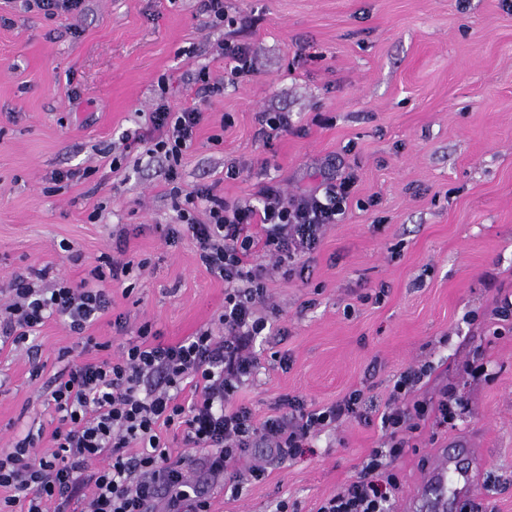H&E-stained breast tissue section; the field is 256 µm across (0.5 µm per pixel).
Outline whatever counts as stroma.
Here are the masks:
<instances>
[{
	"mask_svg": "<svg viewBox=\"0 0 512 512\" xmlns=\"http://www.w3.org/2000/svg\"><path fill=\"white\" fill-rule=\"evenodd\" d=\"M224 4L234 23L213 27L203 0H84L82 12L52 19L0 0V291L31 265L79 282L120 245L143 268L132 293L112 284L92 336L120 350V313L130 331L148 323L167 342L210 324L224 283L198 264L190 237L165 243L159 227L176 214L163 163L137 145L114 151L159 99L199 105L183 189L212 184L232 202L271 178L290 194L358 178L356 203L326 227L309 277L271 274L276 334L257 346L259 372L236 403L261 420L287 395L327 407L358 388L381 410L401 371L429 363L425 394L451 390L464 409L448 427L427 419L397 458V512L442 449L473 481L448 512H512V324L493 317L512 295V12L502 0ZM226 39L255 56L249 79L226 82L215 52ZM203 67L224 93L201 102L192 76ZM264 111L288 113L290 132L265 140ZM230 161L240 178H225ZM67 170L74 178L52 189L51 174ZM37 342L36 379L24 352L0 348V448L37 430L50 445L46 385L76 339L53 318ZM383 441L377 423L345 421L295 459L270 462L236 498L196 476L213 512H275L282 498L317 512Z\"/></svg>",
	"mask_w": 512,
	"mask_h": 512,
	"instance_id": "1",
	"label": "stroma"
}]
</instances>
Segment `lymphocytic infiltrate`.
Segmentation results:
<instances>
[{
  "mask_svg": "<svg viewBox=\"0 0 512 512\" xmlns=\"http://www.w3.org/2000/svg\"><path fill=\"white\" fill-rule=\"evenodd\" d=\"M204 120L196 107L171 109L158 103L149 129L137 135L148 157L164 158L169 196L178 221L165 225L167 244L191 235L198 261L224 283L220 332L200 329L177 343H165L150 325H142L119 355L97 341L91 327L108 309L106 280L128 275L132 261L101 254L90 276L74 284L55 280L45 287L48 268L29 267L12 277L11 301L0 309V346L39 351L35 340L51 318L64 322L88 352L69 362L50 392L57 414L50 448L40 449L29 434L0 453V512H212L211 501L193 479L203 463L208 475L223 478L232 494L248 481L259 482L264 469L246 463L249 451L266 448L290 460L323 429L363 418L364 392L352 390L336 405L307 407L286 397L282 413L256 421L251 408L234 405L239 388L258 365L254 351L269 324V268L294 272L299 260L319 246L327 225L348 209L356 176L337 175L321 187L296 195L275 184L261 185L254 200L230 202L214 186L183 190L179 183L185 152ZM205 219H198L197 208ZM259 233H251V226ZM263 248L271 265L254 262ZM430 364L408 367L395 380L388 407L380 415L383 447L370 451L354 479L325 499L317 512H394L392 492L400 486L393 468L421 421L434 416L447 424L457 417L453 393L437 399L419 390ZM191 400H182L185 388ZM180 430L183 454L177 455L165 430ZM204 453L195 460L193 450Z\"/></svg>",
  "mask_w": 512,
  "mask_h": 512,
  "instance_id": "1",
  "label": "lymphocytic infiltrate"
}]
</instances>
